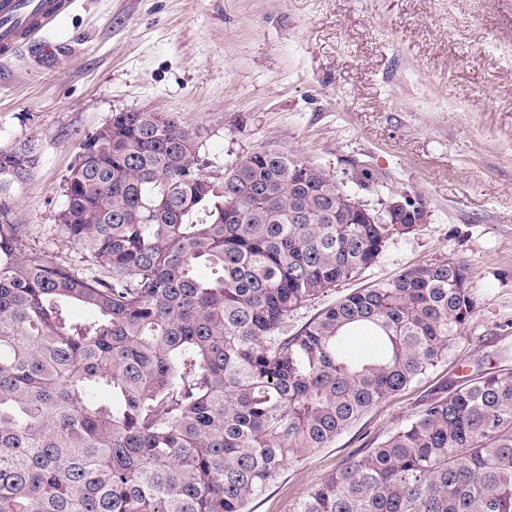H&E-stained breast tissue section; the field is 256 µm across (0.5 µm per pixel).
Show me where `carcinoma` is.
<instances>
[{"label": "carcinoma", "mask_w": 512, "mask_h": 512, "mask_svg": "<svg viewBox=\"0 0 512 512\" xmlns=\"http://www.w3.org/2000/svg\"><path fill=\"white\" fill-rule=\"evenodd\" d=\"M197 139L158 112L84 138L59 213L77 266L10 216L38 145L0 148V512H247L461 337L470 272L446 257L288 335L424 214L351 210L325 169L267 149L215 181ZM357 332L375 349L347 352ZM293 512H512V372L432 396Z\"/></svg>", "instance_id": "carcinoma-1"}]
</instances>
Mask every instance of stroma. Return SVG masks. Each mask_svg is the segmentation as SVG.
<instances>
[{"label": "stroma", "mask_w": 512, "mask_h": 512, "mask_svg": "<svg viewBox=\"0 0 512 512\" xmlns=\"http://www.w3.org/2000/svg\"><path fill=\"white\" fill-rule=\"evenodd\" d=\"M39 37L63 48L54 68L26 51L0 62V148H39L14 201L32 250L77 262L58 220L69 168L87 134L137 110L179 113L210 177L263 148L322 166L372 208L420 195L427 224L388 240L362 284L440 256L470 269L476 309L451 353L287 466L251 512H292L437 386L512 372V0H72Z\"/></svg>", "instance_id": "obj_1"}]
</instances>
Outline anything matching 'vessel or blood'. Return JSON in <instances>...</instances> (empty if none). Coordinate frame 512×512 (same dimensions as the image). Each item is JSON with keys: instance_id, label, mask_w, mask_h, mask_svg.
Here are the masks:
<instances>
[{"instance_id": "vessel-or-blood-1", "label": "vessel or blood", "mask_w": 512, "mask_h": 512, "mask_svg": "<svg viewBox=\"0 0 512 512\" xmlns=\"http://www.w3.org/2000/svg\"><path fill=\"white\" fill-rule=\"evenodd\" d=\"M66 6V0H0V59L15 57L30 44L44 61H53L56 46L48 41L36 43L35 38Z\"/></svg>"}]
</instances>
